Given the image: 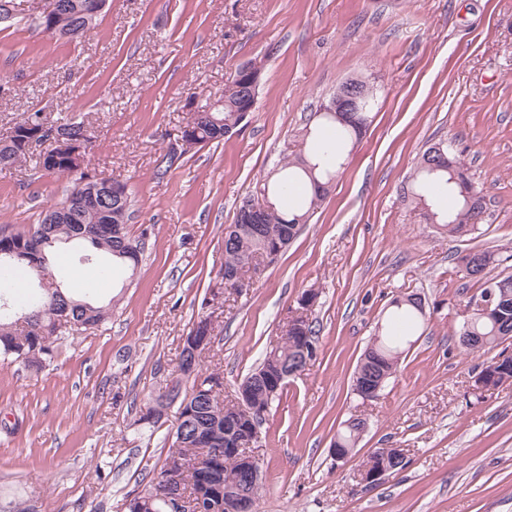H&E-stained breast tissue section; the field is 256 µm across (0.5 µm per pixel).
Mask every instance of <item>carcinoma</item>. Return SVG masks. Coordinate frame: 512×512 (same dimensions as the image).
Masks as SVG:
<instances>
[{
	"label": "carcinoma",
	"mask_w": 512,
	"mask_h": 512,
	"mask_svg": "<svg viewBox=\"0 0 512 512\" xmlns=\"http://www.w3.org/2000/svg\"><path fill=\"white\" fill-rule=\"evenodd\" d=\"M71 13L64 19L67 27L89 25L78 6L83 0H73ZM259 87L244 80H234L224 87V106L211 112V117L193 123L191 135L201 145L224 141V128L240 127L247 117L245 109L257 98ZM378 96L360 101L363 112H319L318 125L304 127L299 134L301 148L294 155L283 157L277 164L273 181H264L261 195L268 207L263 211L259 224L243 223L242 213L225 231L228 236L224 247V282L238 283L237 273L247 260L259 255L273 261L297 236L300 227L307 223L328 193L330 183L343 167L348 148L354 146L371 123ZM44 120L40 112H26L16 122L11 135L0 139V171L27 161L28 151L17 134L23 126ZM43 170L63 177L70 182L63 200L46 210L41 223L27 229L0 233V358L18 362L28 368L41 369L51 362L55 344L61 330L58 318H69L70 330L86 332L105 324L111 317L117 300L106 303L91 298H75L65 292L41 296L36 280L42 273L52 272V256L58 248L74 240L89 244L108 261L91 262L90 269L100 277H107L116 268L136 273L145 248V238L128 237L126 224L131 217V199L122 186L121 197L112 200L105 212L88 208L79 198L77 187L85 173L77 170L76 159L67 154L57 157L40 155L37 161ZM314 187L310 197L298 196L294 200L297 212L288 214L278 201L288 199L291 191L302 179ZM444 190L457 199V208L450 211L440 206L434 192ZM402 196L420 212L427 224L439 226L450 237L471 235L478 230L476 220L482 213L483 196L472 182L463 161L452 155L443 145L436 150L428 147L419 158L407 183L402 186ZM512 260V254L501 248L475 247L457 257L458 272L469 281L482 282L479 292L471 295L467 304H477L484 299L487 289L495 292L492 313L477 310L468 326H460L456 336H471L481 343V352L489 353L503 344L500 337L512 333V274L487 277L490 270ZM407 294L391 302L392 310L381 326V331L364 350L356 372L367 368L390 378L404 352L408 339L427 321V313ZM211 314H201L193 321L183 338L178 358V370L185 379L182 397L178 401V421L173 433L164 437L168 444L166 457L158 476L149 480L141 490L127 495V512H172L162 499L166 495L163 483L169 479L181 487L182 494L202 496L212 512H224L220 488L230 480L243 488L254 501L261 497V484H249L238 473V464L231 456L224 455L236 435L230 434L239 424L243 414L236 405L224 404V377L219 370L208 372L196 364L192 371L185 369L186 346L200 344L204 337L217 338ZM316 332L312 321H288L284 341L266 351L261 363L250 373L243 384L250 390L252 405L267 413L279 398L284 386H264L253 383L256 375L279 366L290 370L304 366L299 359V344L306 337L315 343ZM483 380L498 387L512 380V358L499 352L482 365L479 371ZM363 434L362 421L351 417L338 434L334 447L348 455Z\"/></svg>",
	"instance_id": "carcinoma-1"
}]
</instances>
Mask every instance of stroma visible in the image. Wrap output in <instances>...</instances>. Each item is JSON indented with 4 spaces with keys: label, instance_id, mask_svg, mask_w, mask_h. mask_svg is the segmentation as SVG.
I'll return each mask as SVG.
<instances>
[{
    "label": "stroma",
    "instance_id": "35a3bbf8",
    "mask_svg": "<svg viewBox=\"0 0 512 512\" xmlns=\"http://www.w3.org/2000/svg\"><path fill=\"white\" fill-rule=\"evenodd\" d=\"M0 24V137L23 113L48 123L82 117L87 171L127 185L131 237L146 236L134 277L81 282L85 247L66 248V291L118 298L99 331L62 333L33 374L0 361V505L41 512H125L128 492L164 460L168 408L153 426L140 411L167 392L202 301L224 262V229L298 133L348 78L381 88L372 122L298 237L243 291L225 288L216 355L224 396L281 341L302 293L315 359L289 379L260 427L259 512H512V382L475 399L485 361L456 330L478 283L457 255L473 243L512 247V0H109L76 40L43 34L44 0ZM263 67L241 131L195 146L158 175L190 108L219 97L247 62ZM460 153L483 191L477 239L451 238L402 202L399 190L432 143ZM66 179L26 164L0 171V227L39 224ZM418 293L428 320L379 398L352 376L393 298ZM369 427L354 454L332 445L351 415ZM376 448H402L405 469L374 488L358 471Z\"/></svg>",
    "mask_w": 512,
    "mask_h": 512
}]
</instances>
